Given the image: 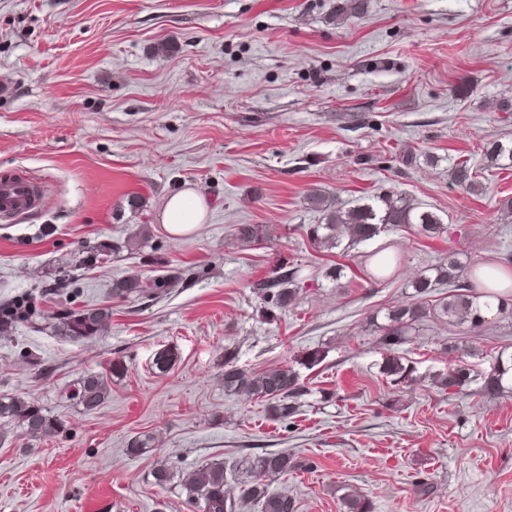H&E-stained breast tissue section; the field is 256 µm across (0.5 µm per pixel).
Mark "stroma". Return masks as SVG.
<instances>
[{"label": "stroma", "mask_w": 512, "mask_h": 512, "mask_svg": "<svg viewBox=\"0 0 512 512\" xmlns=\"http://www.w3.org/2000/svg\"><path fill=\"white\" fill-rule=\"evenodd\" d=\"M0 0V171L41 183L42 207L0 221V302L38 300L35 324L0 337V394L36 401L63 428L47 438L0 425V512H190L174 473L285 450L304 468L275 487L298 512H512V393L451 395L430 382L456 365L490 370L512 351V314L479 332L429 324L405 357L422 386L395 391L373 315L448 252L496 269L512 251V162L486 166L488 143L512 141V0ZM465 161L478 191L451 179ZM191 188L203 224L170 234L166 199ZM318 190L346 205L403 194L447 233L403 226L356 249L323 250L306 228ZM258 224L261 243L233 235ZM144 238L139 253L82 268L86 248ZM344 265L341 279L326 270ZM301 288L267 319L258 283L279 266ZM175 278L162 298H115L112 282ZM108 308L100 336L56 335L63 310ZM323 362L300 366L303 351ZM170 357L160 369V354ZM260 372L297 366L299 415L224 390V360ZM106 373L86 412L70 391ZM140 439L145 452L127 448Z\"/></svg>", "instance_id": "stroma-1"}]
</instances>
